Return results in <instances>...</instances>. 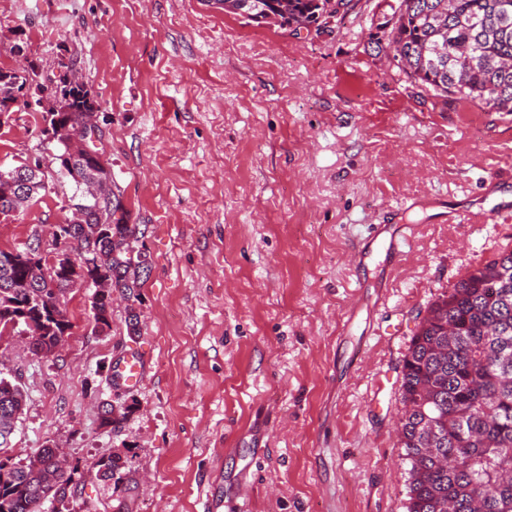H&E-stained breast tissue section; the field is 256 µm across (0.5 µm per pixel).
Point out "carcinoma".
Wrapping results in <instances>:
<instances>
[{"label":"carcinoma","instance_id":"cac0c4a2","mask_svg":"<svg viewBox=\"0 0 512 512\" xmlns=\"http://www.w3.org/2000/svg\"><path fill=\"white\" fill-rule=\"evenodd\" d=\"M224 11L260 24L317 30L343 19V0H214ZM392 14L377 25L393 61L406 79L455 102L512 112V0H398ZM470 47L465 55L457 51ZM67 97V111L41 112L44 122L68 133L83 130L87 109L96 104L84 83L43 77L37 69L21 75L0 68V114L25 89ZM53 159L70 178L72 206L81 212L67 231L74 251L92 249L91 266H50L39 239L23 249L0 250V332L18 322L32 338L34 354L50 352L63 341L71 323L66 291L95 283L104 275L110 288L94 292L95 327H110L112 294L129 302L130 333L138 332L134 304L149 274L152 258L138 224L128 223L122 194L112 189V164L98 146L69 150L55 140ZM41 157L24 167L27 185L18 191L0 179V207L19 211L46 190ZM103 183L99 196L87 186ZM49 279L59 295L40 286ZM398 424L399 445L408 466L407 512H512V247L470 266L427 308L402 360ZM27 399L18 382L0 376V512H41L47 502L74 495L72 476L56 469L59 449H38L39 464L6 456ZM118 455L100 459L99 480L130 493L132 479Z\"/></svg>","mask_w":512,"mask_h":512}]
</instances>
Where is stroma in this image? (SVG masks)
<instances>
[{"label": "stroma", "mask_w": 512, "mask_h": 512, "mask_svg": "<svg viewBox=\"0 0 512 512\" xmlns=\"http://www.w3.org/2000/svg\"><path fill=\"white\" fill-rule=\"evenodd\" d=\"M393 0H353L293 35L210 0H0V68L73 64L106 117L102 145L153 259L139 331L70 290L56 354L0 333L27 393L9 455L56 445L76 495L44 512H114L96 462L120 453L132 512H406L401 360L465 269L512 245V114L444 102L371 40ZM40 113L0 124V167L50 154ZM56 171L0 223V249L71 218ZM407 233L402 255L377 240ZM137 354L143 382L111 379ZM132 402L118 430L104 403Z\"/></svg>", "instance_id": "obj_1"}]
</instances>
